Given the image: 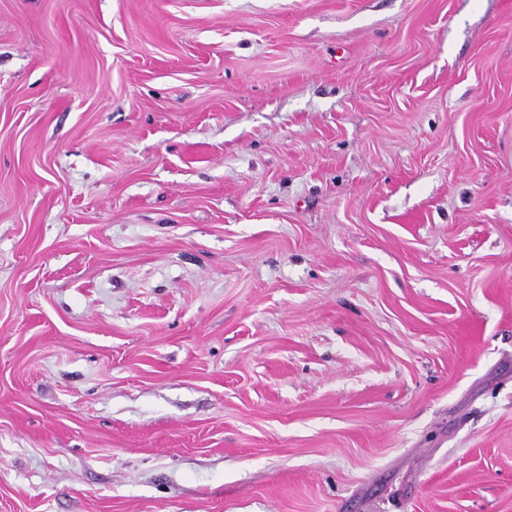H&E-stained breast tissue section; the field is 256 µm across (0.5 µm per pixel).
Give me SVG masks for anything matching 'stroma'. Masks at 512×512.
Instances as JSON below:
<instances>
[{"mask_svg": "<svg viewBox=\"0 0 512 512\" xmlns=\"http://www.w3.org/2000/svg\"><path fill=\"white\" fill-rule=\"evenodd\" d=\"M0 512H512V0H0Z\"/></svg>", "mask_w": 512, "mask_h": 512, "instance_id": "obj_1", "label": "stroma"}]
</instances>
